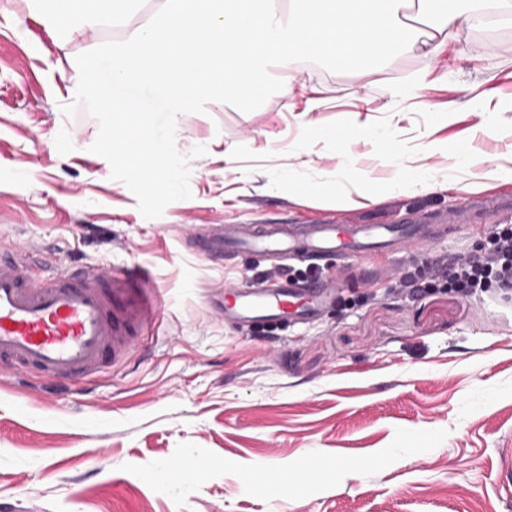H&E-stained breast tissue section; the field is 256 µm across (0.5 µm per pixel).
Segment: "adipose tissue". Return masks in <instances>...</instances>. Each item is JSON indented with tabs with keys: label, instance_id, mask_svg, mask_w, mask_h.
Returning <instances> with one entry per match:
<instances>
[{
	"label": "adipose tissue",
	"instance_id": "obj_1",
	"mask_svg": "<svg viewBox=\"0 0 512 512\" xmlns=\"http://www.w3.org/2000/svg\"><path fill=\"white\" fill-rule=\"evenodd\" d=\"M50 25L68 32L77 22L89 29L125 28L111 57V84L98 81L100 59L87 55L85 79L110 109L113 160H135L148 177L169 168L167 146L152 144L137 101L119 91L148 84L173 111L248 99L269 81L291 90L292 64L300 58L329 59L347 69L380 62L423 45L437 51L457 34L460 22L512 26V0H468L460 13L444 0H160L151 21L133 24L137 0H50Z\"/></svg>",
	"mask_w": 512,
	"mask_h": 512
}]
</instances>
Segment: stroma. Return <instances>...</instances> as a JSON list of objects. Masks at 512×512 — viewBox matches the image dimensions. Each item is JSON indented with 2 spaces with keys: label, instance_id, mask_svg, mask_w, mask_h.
Wrapping results in <instances>:
<instances>
[{
  "label": "stroma",
  "instance_id": "35a3bbf8",
  "mask_svg": "<svg viewBox=\"0 0 512 512\" xmlns=\"http://www.w3.org/2000/svg\"><path fill=\"white\" fill-rule=\"evenodd\" d=\"M47 9L0 0V246L34 244L74 275L145 266L162 313L143 348L80 381L0 364L7 512H512V298L451 291L432 274L480 258L485 231L512 225V182L466 193L450 178L458 141L477 178L512 157V28L463 24L438 57L417 48L364 77L299 60L291 95L271 83L177 116L135 87L177 175L150 184L113 162L110 113L81 69L122 29L55 35ZM415 70L434 81L403 94ZM482 98L503 108L494 129L479 126ZM310 125L350 134L347 150ZM390 142L404 165L435 171L433 189L389 190ZM340 166L367 174L373 202L345 203ZM326 217L420 221L431 242L410 258L323 267L338 293L310 324H225L216 289L293 267L211 257L207 241L227 224ZM411 266L415 290L399 285ZM175 465L180 478L166 477Z\"/></svg>",
  "mask_w": 512,
  "mask_h": 512
}]
</instances>
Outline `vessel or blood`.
<instances>
[{"label":"vessel or blood","instance_id":"obj_1","mask_svg":"<svg viewBox=\"0 0 512 512\" xmlns=\"http://www.w3.org/2000/svg\"><path fill=\"white\" fill-rule=\"evenodd\" d=\"M429 241L419 225L352 224L330 220L295 230L285 224H229L209 240L211 252L255 253L294 258H336L395 251L398 244L420 248ZM34 249L0 247V360L47 379L82 380L107 361L125 360L144 329L160 317L149 271L139 265L116 274L94 269L80 277L62 273L35 277ZM223 304L234 323L277 319L289 307L297 317L314 314L324 293H303L292 282L261 281L232 288Z\"/></svg>","mask_w":512,"mask_h":512}]
</instances>
